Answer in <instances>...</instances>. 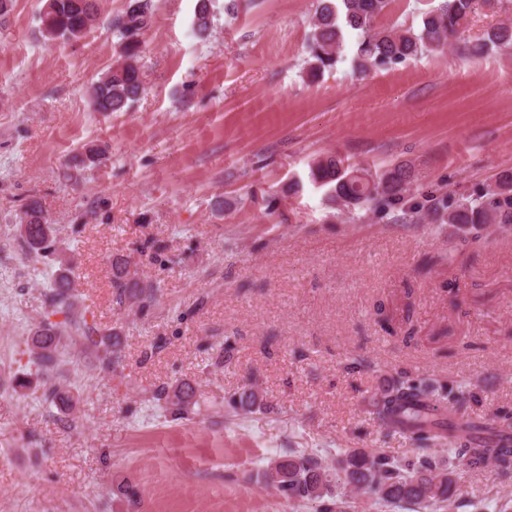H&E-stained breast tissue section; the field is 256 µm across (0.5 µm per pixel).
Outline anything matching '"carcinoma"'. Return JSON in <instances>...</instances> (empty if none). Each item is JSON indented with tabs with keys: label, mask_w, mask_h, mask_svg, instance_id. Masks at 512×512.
I'll use <instances>...</instances> for the list:
<instances>
[{
	"label": "carcinoma",
	"mask_w": 512,
	"mask_h": 512,
	"mask_svg": "<svg viewBox=\"0 0 512 512\" xmlns=\"http://www.w3.org/2000/svg\"><path fill=\"white\" fill-rule=\"evenodd\" d=\"M390 0H316L311 31L308 35L304 72L316 80L340 59L345 35L357 34L353 65L361 74L377 68L397 65L426 54L443 53L448 46L465 57L477 59L493 50H512V22L489 28L481 37L466 41L462 34L471 15L478 9L491 8V0H438L421 12L419 29L399 25L380 26ZM211 0H200L197 29L204 35L211 26ZM151 0H129L124 13L110 21L119 38L121 61L112 66L93 86L91 104L96 112H127L144 92L140 70L143 45L140 36L153 21ZM97 18L94 0H46L40 15L41 33L49 40L82 38ZM311 182L327 188V201L339 210L366 208L378 218H389L404 204L412 183L410 168L396 165L377 175L364 167L346 164L339 155L324 156L312 163ZM438 224H455L461 229L480 224L512 225V171L500 174L494 186L473 196L440 200L426 207ZM20 235L28 249L49 257L55 253L54 228L45 218L41 205L26 204ZM71 269L58 273L53 284V302L70 313ZM64 340L56 323L45 322L34 332V353L45 366L55 361L58 346ZM195 392L188 383L156 392L172 414L187 413ZM460 397L443 387L431 388L415 379L392 382L373 403L372 414L386 429L399 432L411 442L414 455L401 461L376 452L348 454L336 470V481L351 491L370 493L387 508L415 505L424 509L451 502L456 481L439 460L433 448L448 451L468 467L494 466L500 473H512L511 441H477L470 435L469 423L454 424L440 418L457 414ZM267 485L288 502L308 501L315 512H347L348 501L329 495L330 468L293 449L268 460Z\"/></svg>",
	"instance_id": "obj_1"
}]
</instances>
